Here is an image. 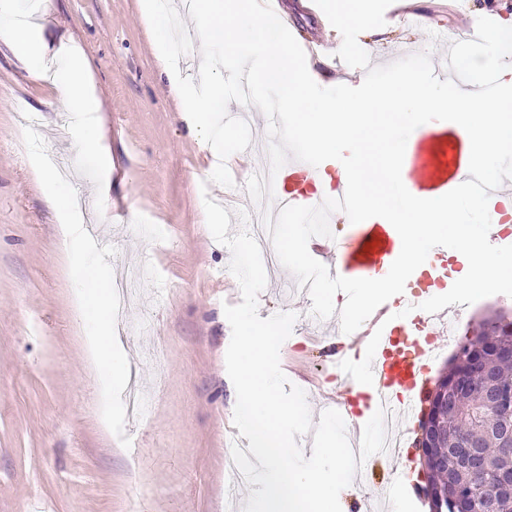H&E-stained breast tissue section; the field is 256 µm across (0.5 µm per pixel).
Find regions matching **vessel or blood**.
Instances as JSON below:
<instances>
[{
    "label": "vessel or blood",
    "mask_w": 512,
    "mask_h": 512,
    "mask_svg": "<svg viewBox=\"0 0 512 512\" xmlns=\"http://www.w3.org/2000/svg\"><path fill=\"white\" fill-rule=\"evenodd\" d=\"M454 14L458 19L449 31L450 37H474L476 28L470 16L467 0H455ZM333 172L329 191L318 188L321 172ZM469 164L463 157L461 140H448L434 132H420L409 143L402 166V180L410 193L419 198H436L469 180ZM347 176L343 165L328 160L321 167L288 161L276 174L274 193L280 205L316 206L325 197L340 198L346 192ZM336 220L349 224L343 212H336ZM350 233L336 244H320L311 239V255L326 259L330 275L346 278L384 277L401 251V239L395 228L384 218L373 217L358 224H349ZM434 264L423 271L413 272L403 294L389 299L354 333L337 342V360H344L346 351L364 354L373 333H380L372 370L374 383L369 388L368 412L385 408L387 449L378 458L393 465L392 479L384 490L389 502H396L398 492L421 497L420 487L412 484L402 470V451L410 441V433L420 417L419 406L426 374L434 358L432 348L426 347L425 337L439 335L448 318L457 311L448 306L438 313L420 310V303L444 294L451 282L444 262L447 248H434ZM343 386L330 402L346 424L347 438L352 446H359L363 425L356 417L350 393L358 384L349 375H342Z\"/></svg>",
    "instance_id": "b4317fda"
}]
</instances>
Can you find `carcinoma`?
Wrapping results in <instances>:
<instances>
[{
	"mask_svg": "<svg viewBox=\"0 0 512 512\" xmlns=\"http://www.w3.org/2000/svg\"><path fill=\"white\" fill-rule=\"evenodd\" d=\"M475 340L469 349L457 347L450 360L446 376L468 372L473 366L471 354L480 356L482 367L493 374L500 386L512 387V320L504 317L489 319L472 331ZM419 428L431 432L446 448L444 462L430 469L433 490L441 494L452 512L456 489H467L476 512H512V495L496 492L495 480L504 471L512 472V453L503 450L502 433L512 432V413L505 409L482 405L474 391L450 388L442 396L437 418L422 421ZM473 439L480 445V456L473 469H462L456 441Z\"/></svg>",
	"mask_w": 512,
	"mask_h": 512,
	"instance_id": "obj_1",
	"label": "carcinoma"
}]
</instances>
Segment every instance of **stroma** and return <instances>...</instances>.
<instances>
[{"label": "stroma", "instance_id": "obj_1", "mask_svg": "<svg viewBox=\"0 0 512 512\" xmlns=\"http://www.w3.org/2000/svg\"><path fill=\"white\" fill-rule=\"evenodd\" d=\"M38 3L48 50L69 44L88 66L112 170L81 152L62 90L31 77L0 44V512H243L251 487L224 467L225 450L241 437L223 306L239 304L241 292L203 200L237 208L247 172L268 159L267 121H252L246 157L227 158L234 187L210 183L214 159L180 110L142 0ZM275 3L295 28L341 46V34L302 0ZM443 3L417 0L416 27L389 22L358 43L440 57L454 22ZM22 111L40 118V137L19 126ZM54 179L71 203L63 213L46 200ZM65 224L79 225V237L64 241ZM83 267L106 287L118 273L147 272L112 318L108 354L128 364L126 383L106 385L88 356L93 321L78 313L90 295ZM294 281L286 271L267 284L258 313H296L280 366L315 413L336 390L340 323L312 319ZM133 388L150 401L145 417L126 405Z\"/></svg>", "mask_w": 512, "mask_h": 512}]
</instances>
